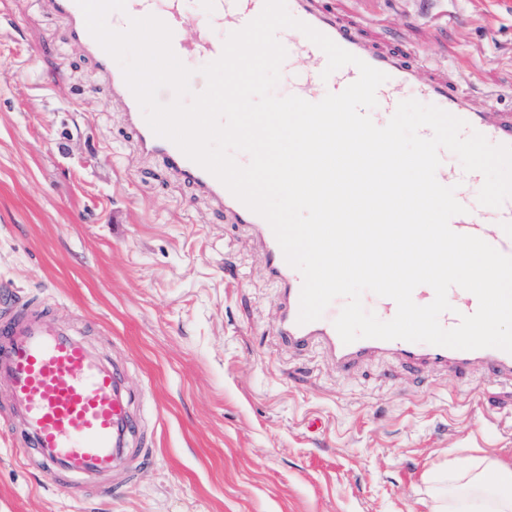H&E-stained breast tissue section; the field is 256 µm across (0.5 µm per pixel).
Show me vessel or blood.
<instances>
[{"mask_svg": "<svg viewBox=\"0 0 512 512\" xmlns=\"http://www.w3.org/2000/svg\"><path fill=\"white\" fill-rule=\"evenodd\" d=\"M41 2L48 14L67 23L72 41L95 63L109 87L113 106L123 112L134 134L136 150L193 186L226 219L259 242L266 275L279 290L276 333L291 349L318 347L341 373L350 372L366 359L388 356L413 369H447L459 378L468 377L476 369L496 378L512 377V353L498 348L457 350L379 339L343 343L334 326L345 304L341 298L335 299L320 319L299 323L303 277L286 262L268 222L188 159L173 142L153 133L120 66L88 32L76 0ZM263 6L264 0H201L203 20L195 24L186 0H126L125 11L111 13L108 23L113 29L123 30L129 18L157 16L171 28L172 48L181 61L201 58L211 62L223 49L216 30L229 34L242 29ZM287 8L296 19L387 74V81L376 91L377 107L370 112L376 125H385L405 93L411 91L467 121L470 129L483 134L490 143L512 145V110L492 105L476 107L463 84L422 73L418 65L399 54L370 49L354 30L315 0H287ZM277 38L287 51L284 64L289 94L315 103L326 94L343 91L359 75L355 66L347 65L322 78L327 57L320 48L296 29L279 30ZM449 156V151H441L436 178L442 185L455 187L457 200L466 208L465 213L451 219V229L480 237L512 256V198L497 209L479 205L482 174L458 169ZM448 300L452 309L440 317L447 329L458 324L460 315L473 314L478 308L476 296L458 287L449 290ZM0 380L9 384L12 407L22 420L26 448L54 485L64 486L72 477L88 482L106 474L129 473L130 439L138 420L129 408L124 376L117 367L103 363L76 333L51 319L46 302L32 297L22 305L0 309Z\"/></svg>", "mask_w": 512, "mask_h": 512, "instance_id": "obj_1", "label": "vessel or blood"}]
</instances>
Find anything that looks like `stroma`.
Here are the masks:
<instances>
[{"label": "stroma", "mask_w": 512, "mask_h": 512, "mask_svg": "<svg viewBox=\"0 0 512 512\" xmlns=\"http://www.w3.org/2000/svg\"><path fill=\"white\" fill-rule=\"evenodd\" d=\"M379 51L512 88V0H319ZM93 62L39 0H0V286L123 368L150 456L112 497L52 485L0 381V512H429L432 463L512 461V381L347 374L275 333L278 293L236 225L141 158Z\"/></svg>", "instance_id": "stroma-1"}]
</instances>
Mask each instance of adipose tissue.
<instances>
[{"label": "adipose tissue", "mask_w": 512, "mask_h": 512, "mask_svg": "<svg viewBox=\"0 0 512 512\" xmlns=\"http://www.w3.org/2000/svg\"><path fill=\"white\" fill-rule=\"evenodd\" d=\"M422 493L430 512H512V463L486 453L434 465Z\"/></svg>", "instance_id": "obj_1"}]
</instances>
